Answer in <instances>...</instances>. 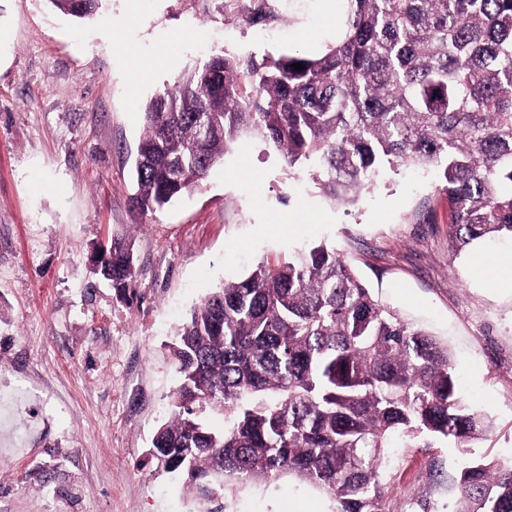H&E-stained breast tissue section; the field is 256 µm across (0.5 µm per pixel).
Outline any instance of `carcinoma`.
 I'll list each match as a JSON object with an SVG mask.
<instances>
[{
	"label": "carcinoma",
	"mask_w": 512,
	"mask_h": 512,
	"mask_svg": "<svg viewBox=\"0 0 512 512\" xmlns=\"http://www.w3.org/2000/svg\"><path fill=\"white\" fill-rule=\"evenodd\" d=\"M96 2L49 0L77 19L93 18ZM346 5L342 34L318 56L218 55L153 97L134 162L137 206L164 208L254 137L333 204L357 201L386 171L435 170L456 254L512 237V0ZM269 18L268 0H253L246 21ZM201 113L213 123L206 138ZM101 256L102 279L135 287L124 238ZM169 350L180 382L153 455L206 503L288 476L330 495L336 512H384L392 440L446 439L466 453L493 427L460 396L448 345L378 303L325 243L224 282ZM454 485L457 512H512V463L474 460Z\"/></svg>",
	"instance_id": "carcinoma-1"
}]
</instances>
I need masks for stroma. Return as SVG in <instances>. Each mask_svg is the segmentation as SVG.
<instances>
[{
  "instance_id": "1",
  "label": "stroma",
  "mask_w": 512,
  "mask_h": 512,
  "mask_svg": "<svg viewBox=\"0 0 512 512\" xmlns=\"http://www.w3.org/2000/svg\"><path fill=\"white\" fill-rule=\"evenodd\" d=\"M269 5L261 28L215 0H101L89 22L48 0H0V512H204L149 454L179 381L167 346L220 283L320 241L447 344L461 395L493 420L466 454L445 441L389 449L386 512H454L468 460L512 461V288L480 271L482 258L512 260V239L453 254L435 175L403 169L331 205L255 140L164 209L135 206L151 96L215 54L315 55L334 42L328 0ZM109 24L127 52L103 38ZM181 28L192 38L169 50ZM166 51L168 70H143ZM116 235L136 257L132 292L92 273L93 249ZM334 510L286 477L224 498V512Z\"/></svg>"
}]
</instances>
